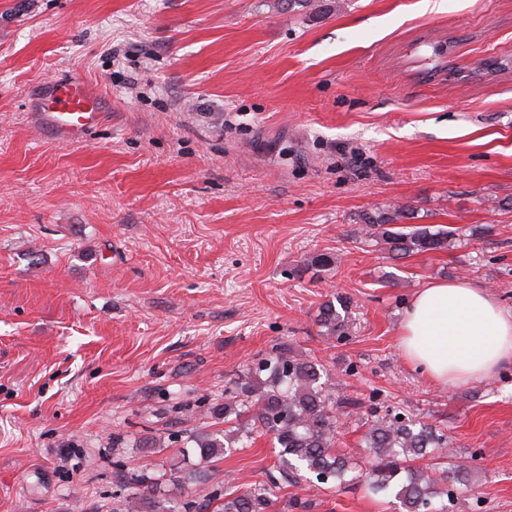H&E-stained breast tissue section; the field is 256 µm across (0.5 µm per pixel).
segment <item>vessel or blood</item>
I'll list each match as a JSON object with an SVG mask.
<instances>
[{
    "mask_svg": "<svg viewBox=\"0 0 512 512\" xmlns=\"http://www.w3.org/2000/svg\"><path fill=\"white\" fill-rule=\"evenodd\" d=\"M108 106L103 91L73 71L45 85L36 120L57 138L72 141L102 124L108 116Z\"/></svg>",
    "mask_w": 512,
    "mask_h": 512,
    "instance_id": "b4317fda",
    "label": "vessel or blood"
}]
</instances>
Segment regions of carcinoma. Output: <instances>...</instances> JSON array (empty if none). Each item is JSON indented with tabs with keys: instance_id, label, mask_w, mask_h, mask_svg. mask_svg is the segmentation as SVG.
<instances>
[{
	"instance_id": "carcinoma-1",
	"label": "carcinoma",
	"mask_w": 512,
	"mask_h": 512,
	"mask_svg": "<svg viewBox=\"0 0 512 512\" xmlns=\"http://www.w3.org/2000/svg\"><path fill=\"white\" fill-rule=\"evenodd\" d=\"M414 208L389 204L360 216L355 234L382 246L395 258L448 248L457 230L447 226L412 224ZM341 298L323 304L319 326L338 342L348 338V322ZM332 387L330 374L314 360L298 358L283 346H274L238 381L224 389V404L210 408L211 416H224L234 426L209 434L191 429L185 442L196 444L201 456L211 459L234 448H245L257 432L273 436L278 462L267 480L238 493L224 490L221 512H270L271 490L299 486L301 472L320 484L355 480L372 493L392 492L404 512H432L433 502L451 496L448 484L470 468L457 458L448 436L436 424L389 412L371 421L363 442L373 453L372 469L356 470V463L337 449L336 410L357 409Z\"/></svg>"
}]
</instances>
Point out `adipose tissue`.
Instances as JSON below:
<instances>
[{"mask_svg":"<svg viewBox=\"0 0 512 512\" xmlns=\"http://www.w3.org/2000/svg\"><path fill=\"white\" fill-rule=\"evenodd\" d=\"M399 349L439 386L489 378L512 367V310L465 279L429 281L403 311Z\"/></svg>","mask_w":512,"mask_h":512,"instance_id":"adipose-tissue-1","label":"adipose tissue"}]
</instances>
